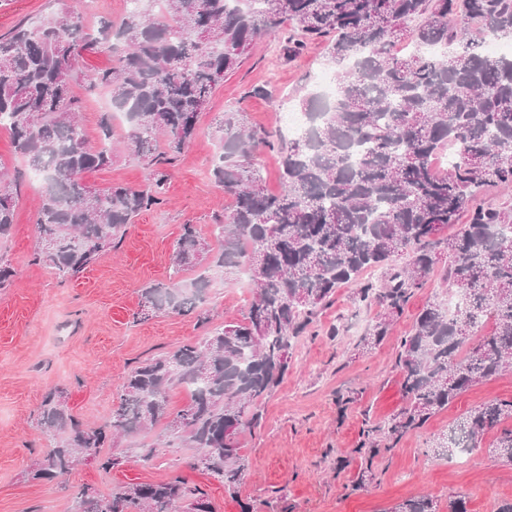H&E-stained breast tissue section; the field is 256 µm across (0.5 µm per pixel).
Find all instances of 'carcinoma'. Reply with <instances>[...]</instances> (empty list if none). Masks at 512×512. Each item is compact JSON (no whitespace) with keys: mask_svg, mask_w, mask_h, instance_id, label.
Listing matches in <instances>:
<instances>
[{"mask_svg":"<svg viewBox=\"0 0 512 512\" xmlns=\"http://www.w3.org/2000/svg\"><path fill=\"white\" fill-rule=\"evenodd\" d=\"M459 12L484 33L512 41V0H126L118 22L93 36L66 10L29 17L0 35V128L16 154L43 175L34 260L72 278L118 249L141 212L161 203L171 165L198 130L199 117L224 74L261 38L291 23L284 50L297 55L326 43L331 61L353 64L336 76V100L302 98L309 129L294 138L247 126L227 111L216 127L221 152L210 174L233 199L212 230L182 225L174 274L205 262L192 279L158 281L141 290L139 315L197 313L199 339L141 362L124 378L110 418L90 427L55 387L37 423L56 445L27 471L29 482L62 478L84 458L104 471L123 465L100 456L112 435L134 436L167 422V445L198 450L202 470L229 490L243 478L240 436L259 419V402L288 372L295 340L316 322L336 289L368 269L354 295L377 303L365 346L378 343L415 291L435 272L461 297L453 316L440 297L427 302L399 344L397 367L407 405L363 431L353 453L371 469L377 436L397 442L448 409L469 388L512 367V236L503 212L476 201L484 187H512V58L489 55L483 39L456 31ZM441 47L426 55L420 48ZM110 51L112 67L91 86L109 90L124 112L128 154L155 167L145 188L99 190L84 175L112 164V116L101 121L100 145H87L77 120L80 51ZM280 155V190L269 191L254 162ZM455 155L448 167L436 161ZM20 176L0 162V240L14 224ZM467 216L453 235L441 232ZM403 265L396 266L397 261ZM243 266L252 284L247 316L219 326L201 309L224 270ZM489 332H483L486 322ZM185 387L191 402L173 414L168 391ZM497 429L492 453L512 463V399L471 409L432 441L435 457L464 444L480 447ZM215 512L208 493L179 474L129 484L101 499L92 487L72 497L71 512ZM391 512H440L432 496L412 497Z\"/></svg>","mask_w":512,"mask_h":512,"instance_id":"carcinoma-1","label":"carcinoma"}]
</instances>
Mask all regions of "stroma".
Returning a JSON list of instances; mask_svg holds the SVG:
<instances>
[{
	"mask_svg": "<svg viewBox=\"0 0 512 512\" xmlns=\"http://www.w3.org/2000/svg\"><path fill=\"white\" fill-rule=\"evenodd\" d=\"M79 14L87 28L100 19L123 16L125 0H0V34L26 18L60 9ZM109 52H85L78 59L81 80L74 88L80 120L91 145H98L108 95L90 89L95 74L111 67ZM321 43L288 57L275 40L249 49L239 67L225 75L205 112L195 138L168 169L161 203L141 212L117 251L105 253L79 276L62 279L33 261L41 181L15 154L0 130V162L20 172L21 188L10 236L0 241V258L15 270L10 287L0 290V512H68L71 494L90 485L100 495L131 482H152L171 474L205 489L216 512H390L398 502L428 494L447 502L465 498L468 512H492L512 499V464L499 461L487 432L469 463L424 456L430 440L447 432L463 414L483 402L512 398V372L474 386L418 429L409 431L375 461V480L354 491L357 471L352 450L366 423H381L405 405L396 366L401 336L411 330L419 310L440 292L432 276L415 292L402 315L375 346L362 348L377 308L353 300L355 284L338 288L334 302L319 314L309 333L292 349L282 383L260 404V418L240 438L246 470L235 491L211 480L196 467V449L163 444L162 427L135 437L114 436L106 452L125 457L122 468L104 471L78 463L62 480L32 483L25 472L44 449L52 447L38 427L37 410L50 388L70 394V407L82 421L100 425L116 406L124 377L139 361L195 340L201 330L194 315L169 314L135 320L140 291L167 280L172 253L185 224L207 228L230 210L232 199L209 174L218 151L214 137L225 111L244 112L258 129H282V115L298 109L316 77L336 72ZM270 84L273 97L251 96L253 87ZM151 169L123 150L109 167L85 174L94 188L115 183L149 185ZM251 298L242 271L228 273L204 304L213 324L243 320ZM154 456L142 461L141 448Z\"/></svg>",
	"mask_w": 512,
	"mask_h": 512,
	"instance_id": "obj_1",
	"label": "stroma"
}]
</instances>
